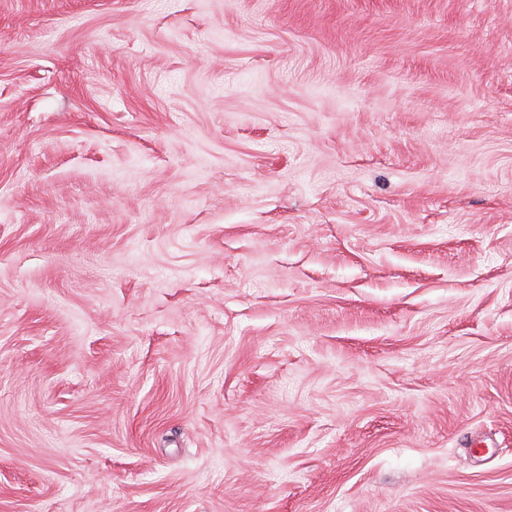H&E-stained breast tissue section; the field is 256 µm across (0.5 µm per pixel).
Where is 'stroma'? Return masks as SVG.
I'll use <instances>...</instances> for the list:
<instances>
[{
  "label": "stroma",
  "instance_id": "1",
  "mask_svg": "<svg viewBox=\"0 0 512 512\" xmlns=\"http://www.w3.org/2000/svg\"><path fill=\"white\" fill-rule=\"evenodd\" d=\"M0 512H512V0H0Z\"/></svg>",
  "mask_w": 512,
  "mask_h": 512
}]
</instances>
